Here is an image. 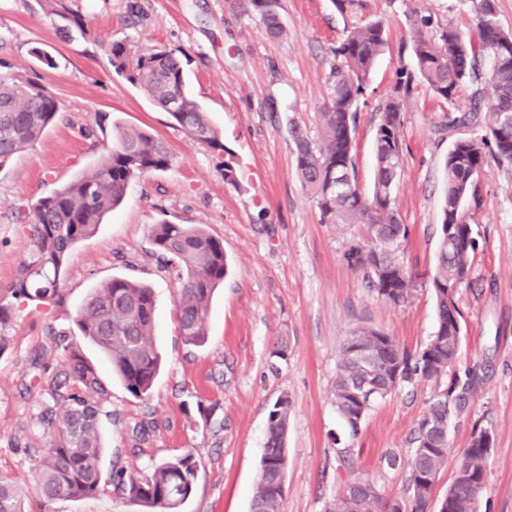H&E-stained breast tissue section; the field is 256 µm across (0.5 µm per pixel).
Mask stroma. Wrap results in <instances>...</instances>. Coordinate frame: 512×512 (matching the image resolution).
<instances>
[{
	"label": "stroma",
	"instance_id": "obj_1",
	"mask_svg": "<svg viewBox=\"0 0 512 512\" xmlns=\"http://www.w3.org/2000/svg\"><path fill=\"white\" fill-rule=\"evenodd\" d=\"M361 3L343 16L332 0H279L288 34L273 38L257 15L231 0H66L83 24L67 36L58 30L51 0H0V62L12 72L39 75L62 110L32 149L0 169V290L28 256L21 226L33 205L97 163L112 145L113 123L147 128L174 156L166 170L132 181L124 202L73 250L60 298L17 309L7 329L11 343L0 354V471L25 486L22 512H139L107 485L95 496L44 506L31 478L33 460L9 446L16 437L36 448L47 445L33 422L35 398L26 390L30 364L38 356L56 359L47 329H72L90 288L115 275L153 288L163 364L145 404L113 378L94 347L83 345L110 392L102 474L116 462L144 471L190 452L199 468L182 512H251L268 412L285 394L292 411L283 512H325L354 467L384 496L403 498L405 474L389 469L384 458L410 457L432 385H410L377 401L354 437L336 411L331 386L341 346L355 328L389 333L411 352L434 333L428 276L438 251L444 159L454 141L477 130L447 126L448 103L416 85L403 112V168L393 196L408 228L396 255L420 278L411 303L395 308L347 260L352 247L364 245L367 226L321 222L296 174L288 123L297 121L310 138L318 137L316 114L330 92L332 47L347 27L384 18L388 47L370 74L354 133L358 184L370 191L380 109L400 75L416 70L415 18H428L424 32L431 37L450 25L469 34L474 10L471 0ZM104 40L136 51H176L191 95L232 154L237 185L224 180L222 154L192 140L141 89L113 73ZM36 46L52 54L56 68L37 61ZM479 193L478 206L466 210L478 249L469 282L455 293L464 334L455 368L485 364L489 370L467 415L451 429L448 462L432 499L444 497L478 424L494 437L478 512H512V172L489 163ZM161 221L203 226L223 241L232 265L210 304L200 348L183 342L177 285L153 256L149 229ZM282 336L288 349L280 358L273 349ZM146 411L160 428L135 450L125 424Z\"/></svg>",
	"mask_w": 512,
	"mask_h": 512
}]
</instances>
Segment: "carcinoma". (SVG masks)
<instances>
[{
    "label": "carcinoma",
    "instance_id": "1",
    "mask_svg": "<svg viewBox=\"0 0 512 512\" xmlns=\"http://www.w3.org/2000/svg\"><path fill=\"white\" fill-rule=\"evenodd\" d=\"M472 3L475 27L483 34L480 43H472L470 36L451 25L436 38L420 30L412 37L418 75L433 94L452 103L471 88L468 111L448 112V125L475 122L484 112L491 116L479 136L454 142L444 161L439 250L430 276L436 330L421 350L411 353L388 333L357 328L342 345L332 390L336 410L355 437L371 409L352 395L363 374L360 360H369L373 379L386 395L404 385L435 382L434 396L414 429L410 458L405 461L395 454L384 458L388 468L405 470L408 502L386 499L370 480L354 476L326 512H430L437 477L448 461L450 427L466 413L485 376L481 365L461 375L449 373L459 352L463 316L456 301L448 299V284L469 280L477 248L472 226L465 219L466 206L478 200L479 184L472 174L484 171L491 159L512 169V32L499 27L496 0ZM234 4L256 13L271 37L287 35L278 0H234ZM386 47L381 19L348 29L331 49L330 94L318 112L319 138H310L295 121L289 122V134L296 172L322 223L369 225L368 246L352 249L348 259L365 271L379 297L396 308L408 305L416 290V276L392 254L393 246L407 237L393 189L403 155L402 112L412 93L413 75L399 81L396 95L381 107L374 139L373 187L368 195L358 185L354 162L355 117L366 96L370 72ZM104 51L113 72L144 91L190 138L226 152L208 113L188 92L185 67L175 51L135 52L117 41L105 43ZM59 119L56 97L38 79L1 73L0 168L34 147ZM172 160L162 139L139 126L115 124L112 148L93 168L37 201L31 220L24 225L29 256L0 293V354L10 345L1 330L12 322L15 310L27 303L56 300L71 251L96 233L103 217L123 201L133 180L167 168ZM150 240L157 260L178 284L176 310L183 341L204 345L212 296L228 272L223 242L198 225L167 222L151 225ZM155 306L148 285L115 275L86 294L75 318L79 335L104 354L125 390L143 401L150 397L162 362L153 333ZM47 338L59 356L37 365L27 390L36 396L34 419L49 444L45 448L17 444L15 449L36 461L34 482L50 505L61 498H88L100 490L101 418L109 415L105 405L110 393L97 366L68 332L51 327ZM290 412L286 396L278 397L269 410L253 512H282L287 468L281 463L288 459ZM488 434L487 428L473 425L440 512H477L486 477L488 455L483 443ZM197 470L195 456L186 453L154 465L147 473L116 463L110 480L120 496L145 512H179L193 491ZM356 483L365 484L366 489L354 488ZM21 497V485L0 473V512H21Z\"/></svg>",
    "mask_w": 512,
    "mask_h": 512
}]
</instances>
